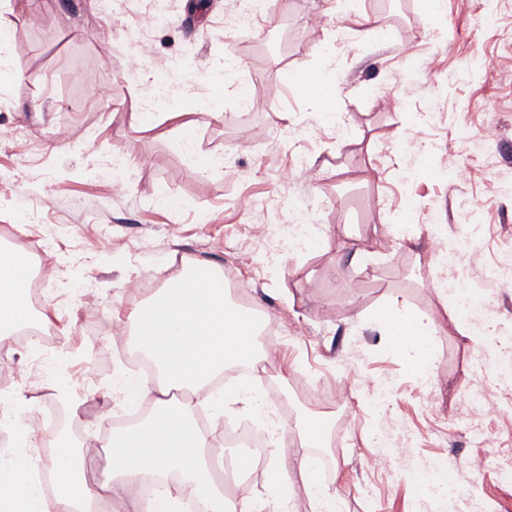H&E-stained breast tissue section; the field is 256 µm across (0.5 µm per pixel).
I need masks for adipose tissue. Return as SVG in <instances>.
<instances>
[{"instance_id":"1","label":"adipose tissue","mask_w":512,"mask_h":512,"mask_svg":"<svg viewBox=\"0 0 512 512\" xmlns=\"http://www.w3.org/2000/svg\"><path fill=\"white\" fill-rule=\"evenodd\" d=\"M31 267L30 251L0 249L1 344L31 319ZM377 319L386 326L393 349L411 364L418 356L417 341H430L435 330L432 319L412 315L394 300ZM127 333L132 346L153 361L157 375L149 386L136 379L123 384L125 402L147 401L151 412L138 427L113 432L107 481L87 479L74 456L58 457L51 467L72 489L45 493L36 475L37 461L25 449L30 427L16 417L12 429L21 446L10 456H0V512H98L108 498L122 503L125 512H262L254 495L225 492L216 482L208 453L210 435L195 420L202 401L238 405L262 417L269 412L268 402L250 385L218 394L208 389L230 364L254 358L258 341L255 324L244 323L223 275L203 285L192 272L180 273L140 302ZM308 437L300 420L272 428L268 468L275 480L268 498L273 512H292L288 482L295 471L305 478L312 512H336L335 494L315 476L306 451ZM290 445L295 453H287ZM166 474L175 482L163 496H141V483Z\"/></svg>"}]
</instances>
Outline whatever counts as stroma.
Listing matches in <instances>:
<instances>
[{
    "label": "stroma",
    "instance_id": "1",
    "mask_svg": "<svg viewBox=\"0 0 512 512\" xmlns=\"http://www.w3.org/2000/svg\"><path fill=\"white\" fill-rule=\"evenodd\" d=\"M272 2L251 28L239 29L226 20L244 0H206L202 13L188 0H170L159 26L148 23L150 0H120L111 14L91 0H0L12 46L0 67V130L24 132L0 140V237L39 250L48 295L32 319L48 318L74 355L68 404L52 390L49 368L30 375L25 353L0 348V367L27 400L20 415L33 402L62 413L54 429L33 425L32 442L75 454L79 430L105 427L123 412L120 378L134 350L110 328L138 304L126 290L131 278L160 288L185 261L219 271L232 264L251 303L283 322L266 358L276 374L265 383L286 410L282 422L319 420L323 406L312 390L343 380L348 365L357 369L341 403L343 442L327 460L340 512H417V479L433 461L465 493L451 512H512V485L498 467L512 461V380L490 371L512 350V287L489 276L512 270V194L497 181L512 172V15L501 13L499 0H442L433 14L425 0H391L387 10L379 0ZM33 11L45 17L41 28L27 23ZM312 14L320 26H306ZM143 27L152 46L144 68L162 79L170 59L184 63L179 96L158 107L148 129L129 119L143 111L146 88L129 78L138 46L126 34ZM342 34L349 48L338 57ZM429 54L430 70L419 64ZM491 56L500 60L493 73L480 65ZM225 61L234 85L253 86L248 102L212 80L213 66ZM326 66L337 76L331 121L310 94L275 76L283 67L315 74ZM103 86L108 94L98 95ZM208 100L215 115L198 111ZM184 112L194 122L189 140L180 128ZM488 125L497 129L496 149L470 158L468 140ZM116 153L125 159L118 183L103 172ZM195 153L222 156V174L197 168ZM465 160L473 178L454 182L448 168ZM284 168L293 171L285 185L276 177ZM299 207L315 227H327L326 248L270 264L274 238L254 240L250 226L289 231ZM467 232L477 249L463 244ZM413 234L415 247L407 241ZM436 237L460 254L448 278L461 281L473 303H492V343L474 346L445 314L430 253ZM361 250L373 253L370 264L354 261ZM90 290L101 301L93 316L83 310ZM393 297L411 314L438 320L433 385L373 318ZM381 386L383 414L371 405ZM474 388L500 403V417L473 412ZM487 430L499 433L496 447L481 444ZM380 437L410 454L376 473L368 460ZM480 455L487 465L476 472L470 462Z\"/></svg>",
    "mask_w": 512,
    "mask_h": 512
}]
</instances>
